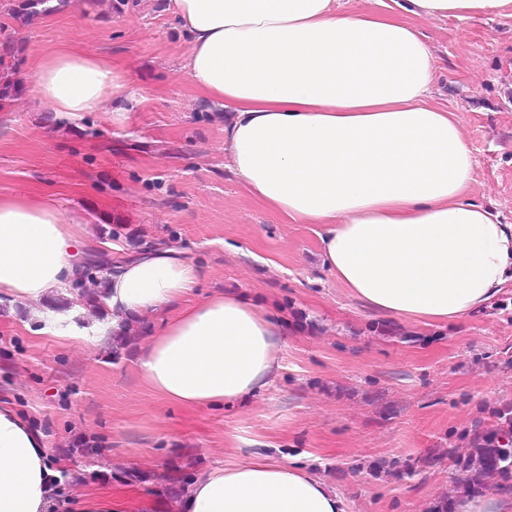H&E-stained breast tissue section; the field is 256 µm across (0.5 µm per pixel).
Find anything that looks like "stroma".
I'll use <instances>...</instances> for the list:
<instances>
[{
    "instance_id": "35a3bbf8",
    "label": "stroma",
    "mask_w": 512,
    "mask_h": 512,
    "mask_svg": "<svg viewBox=\"0 0 512 512\" xmlns=\"http://www.w3.org/2000/svg\"><path fill=\"white\" fill-rule=\"evenodd\" d=\"M14 2L0 0L17 84L0 101V195L55 197L86 219L90 253L175 251L200 268L198 297L244 296L279 312L285 335L271 384L249 401L169 406L146 397L135 365L165 311L136 315L116 354L108 335L64 346L28 332L30 306L1 295L0 404L46 436L53 468L68 469L71 503L56 512L90 498L114 512H178L169 487L257 453L314 470L345 512H456L462 493L483 495L469 436L512 402V279L445 323L374 313L324 266V225L276 212L228 167L226 114L193 90L168 0L109 15L70 0L29 25L11 18ZM409 22L437 61L432 101L475 158L467 198L512 224V18ZM70 43L126 75L121 118L54 112L31 95L36 57ZM133 469L140 482H120Z\"/></svg>"
}]
</instances>
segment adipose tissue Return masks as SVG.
<instances>
[{"label":"adipose tissue","instance_id":"1","mask_svg":"<svg viewBox=\"0 0 512 512\" xmlns=\"http://www.w3.org/2000/svg\"><path fill=\"white\" fill-rule=\"evenodd\" d=\"M416 17L496 12L512 0H393ZM190 41L193 88L232 113L235 175L277 212L323 224L325 265L351 295L392 318L445 322L501 290L512 225L463 196L474 158L431 101L436 61L410 24L340 0H169ZM127 84L109 60L59 48L35 61L31 93L68 114L107 112ZM89 235L53 197L0 196V294L27 302L44 336L75 341L69 315L44 312L73 277ZM198 268L174 251L126 260L107 284L112 313L167 310L136 365L146 394L221 406L264 389L277 322L244 297L195 296ZM45 445L0 406V512H45ZM180 512H345L336 489L289 463L249 459L198 472Z\"/></svg>","mask_w":512,"mask_h":512}]
</instances>
